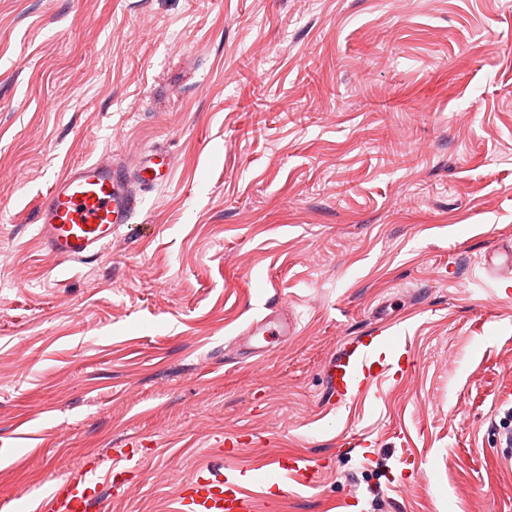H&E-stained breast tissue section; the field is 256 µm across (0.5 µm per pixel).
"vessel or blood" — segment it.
I'll return each mask as SVG.
<instances>
[{
	"label": "vessel or blood",
	"mask_w": 512,
	"mask_h": 512,
	"mask_svg": "<svg viewBox=\"0 0 512 512\" xmlns=\"http://www.w3.org/2000/svg\"><path fill=\"white\" fill-rule=\"evenodd\" d=\"M168 151L152 150L136 179L123 177L120 162L89 161L71 165L46 190L37 215L42 246L62 261L89 259L111 244L112 236L130 223L137 207L136 187L152 188L170 168ZM296 322L280 310L252 321L246 336L267 343L294 333ZM414 367L412 350L398 344L384 328L344 343L325 370L327 399L342 408L362 398L378 400L381 385L403 380ZM105 476L96 468L63 469L62 479L43 501L44 512H94L103 489L117 475L138 469L139 459L123 448L111 449ZM322 468L301 454L284 453L258 466L239 469L207 465L184 481L174 512H254L249 485L265 489L281 487L292 477L314 487Z\"/></svg>",
	"instance_id": "1"
}]
</instances>
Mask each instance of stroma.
Wrapping results in <instances>:
<instances>
[{
  "mask_svg": "<svg viewBox=\"0 0 512 512\" xmlns=\"http://www.w3.org/2000/svg\"><path fill=\"white\" fill-rule=\"evenodd\" d=\"M160 146L110 246H41L55 175ZM511 246L512 0H0V512L131 442L100 512H169L231 435L323 467L257 512H512ZM398 319L413 372L333 409L339 343ZM172 159L168 151L162 149L152 150L146 158L143 167L139 170L136 183L144 189L153 188L163 181V170L170 169ZM296 325L294 318L279 309H272L262 319L252 321L242 335L255 338L258 342L262 340L271 343L293 335Z\"/></svg>",
  "mask_w": 512,
  "mask_h": 512,
  "instance_id": "35a3bbf8",
  "label": "stroma"
}]
</instances>
